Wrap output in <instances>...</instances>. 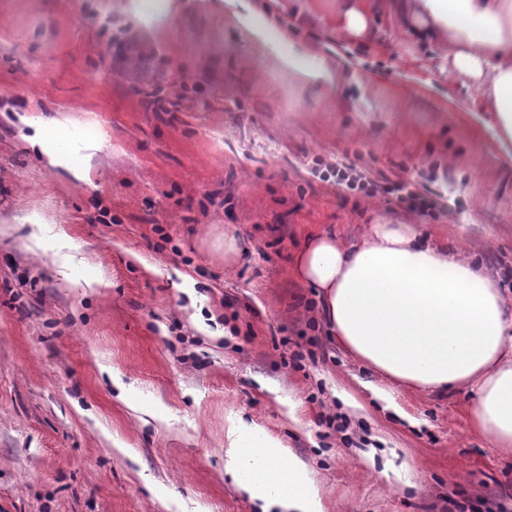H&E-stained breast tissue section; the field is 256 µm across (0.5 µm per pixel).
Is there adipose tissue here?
<instances>
[{
  "mask_svg": "<svg viewBox=\"0 0 512 512\" xmlns=\"http://www.w3.org/2000/svg\"><path fill=\"white\" fill-rule=\"evenodd\" d=\"M425 43L448 38V71L474 92L503 150L512 149V0H387ZM317 288L338 344L380 381L417 391L470 388L476 430L512 454V292L472 257L380 222L356 242L310 236L294 257ZM227 473L259 512H320L305 465L274 437L233 438Z\"/></svg>",
  "mask_w": 512,
  "mask_h": 512,
  "instance_id": "adipose-tissue-1",
  "label": "adipose tissue"
}]
</instances>
